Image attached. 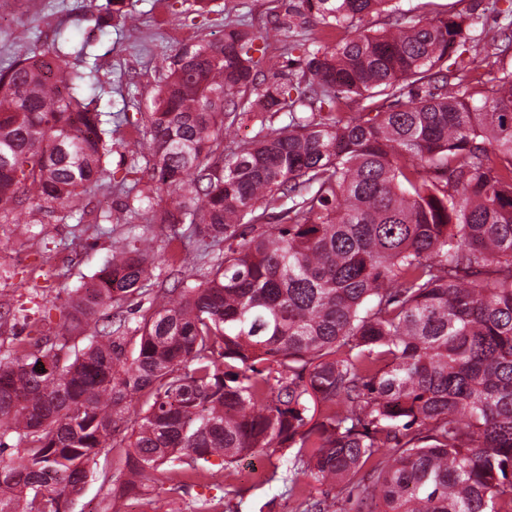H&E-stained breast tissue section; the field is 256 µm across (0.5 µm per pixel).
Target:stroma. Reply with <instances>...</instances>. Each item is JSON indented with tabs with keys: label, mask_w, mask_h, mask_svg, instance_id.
Instances as JSON below:
<instances>
[{
	"label": "stroma",
	"mask_w": 512,
	"mask_h": 512,
	"mask_svg": "<svg viewBox=\"0 0 512 512\" xmlns=\"http://www.w3.org/2000/svg\"><path fill=\"white\" fill-rule=\"evenodd\" d=\"M106 0H0V69L26 57L35 45L52 40L59 32L74 40H86L83 55H69L70 68L96 67L93 97L99 111L123 112L128 119L113 128L114 147L109 167L127 179L126 186L148 188L152 171L139 166L128 168L133 152L144 150V117L162 80L161 60L185 47L217 43L228 26H243L267 36V52L279 56L277 73L259 69L256 88L274 80L295 83L301 80L305 62L292 46L309 44L326 37L345 38V31L323 33L317 18L301 0H213L214 10L201 17L197 0H119L106 28H98L96 17ZM402 20L418 15L430 18L449 14L468 17L471 27L464 61L470 62L471 81L487 82L512 70V50L500 52L485 40V30L512 22V0H400ZM126 186L109 190L90 189L80 200L83 221L58 220L56 215L29 203L16 210V223L0 221V344L13 337L60 331L66 311L48 308L45 298L68 292L91 281L112 256V243L125 237L129 224L155 236V272L148 294L126 301L123 315L128 332H135L149 294L175 285L178 275L171 261L170 235L181 236L183 246L195 259L191 282L204 281L218 246L202 248L185 225L152 223L151 210L131 216L125 207ZM111 214V231L102 233L97 220L102 212ZM30 226L27 236L18 235L17 223ZM126 451L113 448L103 452L96 473L90 476L70 507V512H198L202 500L214 501L217 512L227 504L237 512H293L295 503L282 482L256 485L249 474L255 458L244 459L231 475L180 486L162 471L150 475V492L134 499L120 496L117 488L124 478Z\"/></svg>",
	"instance_id": "35a3bbf8"
}]
</instances>
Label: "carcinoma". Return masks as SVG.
<instances>
[{"mask_svg": "<svg viewBox=\"0 0 512 512\" xmlns=\"http://www.w3.org/2000/svg\"><path fill=\"white\" fill-rule=\"evenodd\" d=\"M304 2L355 35L297 45L303 81L254 91L270 58L238 27L172 58L145 137L155 190L183 200L152 223L224 251L154 294L133 338L121 304L154 253L124 240L60 333L0 354V452L23 450L0 512H67L131 413L123 496L258 453L285 459L294 512H512V71L448 70L462 16L373 31L393 0ZM68 43L0 71V220L31 199L65 220L112 186V120ZM352 96L368 111H339ZM297 104L327 117L292 111L216 158L225 119Z\"/></svg>", "mask_w": 512, "mask_h": 512, "instance_id": "carcinoma-1", "label": "carcinoma"}]
</instances>
